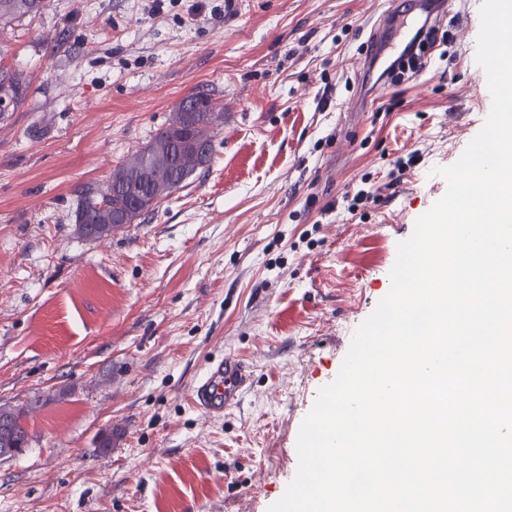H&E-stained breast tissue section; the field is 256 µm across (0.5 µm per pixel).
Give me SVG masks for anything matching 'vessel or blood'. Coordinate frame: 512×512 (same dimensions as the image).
Here are the masks:
<instances>
[{
  "label": "vessel or blood",
  "instance_id": "b4317fda",
  "mask_svg": "<svg viewBox=\"0 0 512 512\" xmlns=\"http://www.w3.org/2000/svg\"><path fill=\"white\" fill-rule=\"evenodd\" d=\"M459 0H414L409 12L389 7L380 14L377 27L372 33L373 55L382 57L384 51H391L394 58L405 56L406 48L416 35H427L439 27L447 17L457 15ZM400 32L396 45H389L387 32ZM251 380L249 367L236 356L227 355L213 362L206 372L195 379L190 387L195 406L207 417L223 416L226 409L237 405Z\"/></svg>",
  "mask_w": 512,
  "mask_h": 512
}]
</instances>
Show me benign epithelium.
Instances as JSON below:
<instances>
[{
  "label": "benign epithelium",
  "mask_w": 512,
  "mask_h": 512,
  "mask_svg": "<svg viewBox=\"0 0 512 512\" xmlns=\"http://www.w3.org/2000/svg\"><path fill=\"white\" fill-rule=\"evenodd\" d=\"M19 93L10 74H1L0 102L13 99ZM213 117L210 102L203 95L199 103L191 104L173 124V145L130 154L113 170L106 185L96 188L100 193L109 187L122 193L125 204L105 214L85 211L83 220L76 224L78 232L91 239L112 235V229L132 224L135 218L153 210L160 199L174 190L175 185L171 183L173 168L180 170L185 181L206 166L209 149L197 131L210 126ZM27 413L25 407L0 405V461L21 454L27 447L28 439H17V425L25 420Z\"/></svg>",
  "instance_id": "benign-epithelium-1"
}]
</instances>
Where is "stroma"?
I'll list each match as a JSON object with an SVG mask.
<instances>
[{
  "label": "stroma",
  "instance_id": "obj_1",
  "mask_svg": "<svg viewBox=\"0 0 512 512\" xmlns=\"http://www.w3.org/2000/svg\"><path fill=\"white\" fill-rule=\"evenodd\" d=\"M224 2L46 0L0 31V68L30 82L0 114V404L34 406L0 512H267L398 243L446 192L436 168L490 111L482 0L399 84L363 66L382 0ZM198 89L221 114L209 167L82 237V188ZM365 182L377 194L347 211ZM229 353L251 388L212 419L189 388Z\"/></svg>",
  "mask_w": 512,
  "mask_h": 512
}]
</instances>
